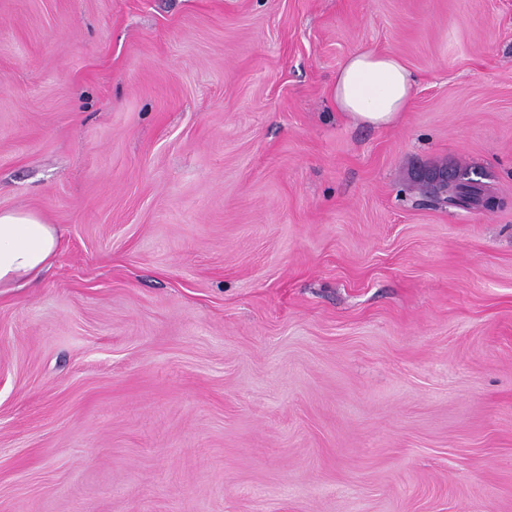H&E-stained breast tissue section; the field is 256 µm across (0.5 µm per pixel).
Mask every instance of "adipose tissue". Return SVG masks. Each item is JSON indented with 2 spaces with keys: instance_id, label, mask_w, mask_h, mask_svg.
I'll return each instance as SVG.
<instances>
[{
  "instance_id": "ef3b65f1",
  "label": "adipose tissue",
  "mask_w": 512,
  "mask_h": 512,
  "mask_svg": "<svg viewBox=\"0 0 512 512\" xmlns=\"http://www.w3.org/2000/svg\"><path fill=\"white\" fill-rule=\"evenodd\" d=\"M414 84L396 56L359 49L337 70L331 96L337 111L353 121L388 127L407 111ZM57 247L55 226L38 213L0 210V288L26 287L49 269Z\"/></svg>"
}]
</instances>
